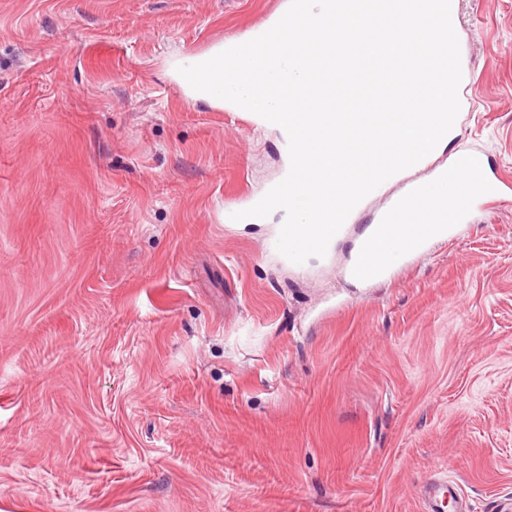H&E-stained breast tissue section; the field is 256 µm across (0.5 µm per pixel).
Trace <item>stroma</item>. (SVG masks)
I'll list each match as a JSON object with an SVG mask.
<instances>
[{
  "mask_svg": "<svg viewBox=\"0 0 512 512\" xmlns=\"http://www.w3.org/2000/svg\"><path fill=\"white\" fill-rule=\"evenodd\" d=\"M290 0H0V512H512V0H455L500 202L389 278L232 215L287 134L172 62ZM448 494L450 498H454L457 494V488L452 484L426 483L423 486L422 495L425 502V511L438 512V499L440 495Z\"/></svg>",
  "mask_w": 512,
  "mask_h": 512,
  "instance_id": "35a3bbf8",
  "label": "stroma"
}]
</instances>
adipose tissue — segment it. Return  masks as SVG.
<instances>
[{
	"label": "adipose tissue",
	"instance_id": "ef3b65f1",
	"mask_svg": "<svg viewBox=\"0 0 512 512\" xmlns=\"http://www.w3.org/2000/svg\"><path fill=\"white\" fill-rule=\"evenodd\" d=\"M459 194L458 189L437 178L419 183L418 198L408 211L391 227L393 246L398 250L420 251L418 239L427 225L428 214L433 208H447Z\"/></svg>",
	"mask_w": 512,
	"mask_h": 512
}]
</instances>
